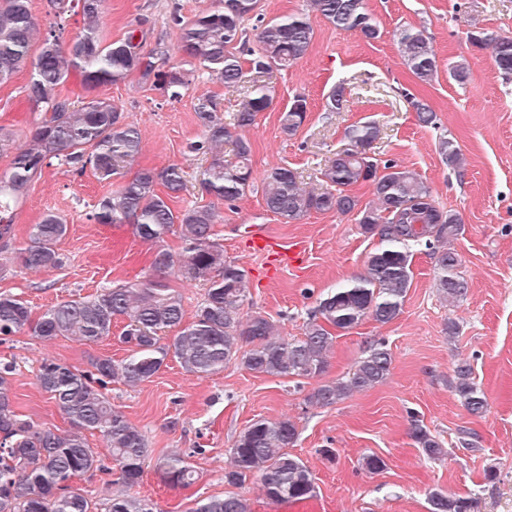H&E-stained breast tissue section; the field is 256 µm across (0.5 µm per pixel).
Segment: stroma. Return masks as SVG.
Returning <instances> with one entry per match:
<instances>
[{"instance_id":"35a3bbf8","label":"stroma","mask_w":512,"mask_h":512,"mask_svg":"<svg viewBox=\"0 0 512 512\" xmlns=\"http://www.w3.org/2000/svg\"><path fill=\"white\" fill-rule=\"evenodd\" d=\"M367 4L379 38L368 40L317 18L307 55L263 76V84L274 92L273 105L243 132L251 143L253 174L285 166L297 171L307 188L320 189L321 169L349 145L347 130L375 122L380 133L368 154L415 171L430 185L438 206L459 216L462 230L451 246L462 258L467 293L456 305L443 301L434 286L430 250L416 248L401 314L387 324L368 319L338 335L326 373L330 380L346 376L366 344L381 340L393 356L389 377L328 408L306 402L315 380L258 375L236 362L199 378L172 361L137 388L110 384L107 396L145 435L151 458L184 454L199 473L195 486L174 490L146 469L131 493L151 502L154 512H189L195 499L231 492L247 499L250 512H429L427 497L433 489L474 498V512H512V76L498 70L489 48L469 41L476 31L512 36V0ZM214 5V0H105L100 32L110 41L132 31L145 34L146 50L171 56L178 43L173 16L189 20ZM407 27L422 30L434 46L439 68L430 83L419 82L403 63L396 35ZM459 63L467 68L461 82L448 74ZM29 74V68H22L0 85V131L16 146L29 139L40 119L26 101ZM342 79L350 87V106L328 111V93ZM103 94L142 132L138 166L177 164L186 171L187 189L174 209L201 202L207 162L186 149L202 134L194 104L200 96H214L229 118L238 91L199 70L176 100L136 74L104 88ZM297 96L307 100V119L288 136L280 117ZM413 97L431 105L434 124H419L409 103ZM443 136L460 147L463 168L449 165L438 153ZM120 183V178L91 170L75 175L60 160H50L15 211L12 250L0 253V294L22 298L38 315L61 300L152 277L149 246L131 225L116 228L90 219L97 201ZM218 210L216 230L224 257L247 272L245 313L270 317L291 338L303 336L321 294L362 273L378 246L353 213L313 212L286 222L267 210L257 186ZM49 212L68 225L57 245L64 263L50 271L23 269L13 252L26 247L30 225ZM254 230L279 244L301 245L302 264L266 277L263 258L246 247ZM453 321L458 329L452 334L448 325ZM122 329V322H115L112 338L91 346L62 338L45 342L28 328L0 343V360L16 363L11 392L17 412L37 427L67 429L38 385L41 359L49 356L83 370L93 356L121 360L127 355L117 340ZM460 359L470 362L473 379L488 398L483 416H471L452 386ZM284 416L298 432L291 453L315 476L316 495L304 504L272 503L254 477L238 486L224 480L240 432L256 420ZM415 420L441 442L444 457L433 460L417 448L409 435ZM328 448L333 451L329 457L324 454ZM372 454L386 463L375 474L362 467L364 457Z\"/></svg>"}]
</instances>
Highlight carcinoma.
I'll use <instances>...</instances> for the list:
<instances>
[{
	"instance_id": "obj_1",
	"label": "carcinoma",
	"mask_w": 512,
	"mask_h": 512,
	"mask_svg": "<svg viewBox=\"0 0 512 512\" xmlns=\"http://www.w3.org/2000/svg\"><path fill=\"white\" fill-rule=\"evenodd\" d=\"M50 3L58 15L73 5L81 11L84 26L67 42L55 35H38L31 0H0V84L30 66L26 97L33 108L42 111L29 141L15 148L9 170L0 175L1 251L14 237L13 209L46 161L56 158L78 175L91 168L108 177L124 174L140 156L139 127L127 121L110 100L100 97L99 88L137 73L178 98L189 85L188 68L197 66L224 86L237 87L250 73L290 67L308 53L315 35L305 13L270 20L258 28V49L244 59L235 52V45L241 42L243 22L255 13L258 0H217L214 10L192 19L174 16L179 27L178 59L171 62L165 55L144 51L132 32L121 40L105 41L98 26L104 0ZM310 9L338 29L358 31L368 40L379 36L366 0H310ZM469 40L490 48L497 68L512 75V36L479 33ZM398 44L409 70L420 81H431L438 65L423 31L401 30ZM73 73L80 76L83 90L77 107L58 93ZM347 103L345 83L340 81L330 91L327 105L332 112H342ZM272 104V91L253 84L235 112L234 127L252 126L257 115ZM411 105L421 125L434 124L435 113L427 102L414 99ZM194 112L202 137L191 142L188 151L207 158L201 187L214 201L176 212L171 203L187 188L184 170L177 164L142 167L118 190L99 199L90 215L98 224L130 223L138 237L156 246L150 257L155 277L58 302L36 321L21 298L0 295V342L30 327L44 341L67 338L91 345L110 337L112 324L120 320L124 326L119 341L129 351L118 362L110 356H96L89 370L54 358L42 361L38 384L69 424L59 432L38 429L16 412L10 380L14 365L0 362V512H98L96 504L72 482L81 475L114 470L125 491L107 499L105 512H153L150 502L128 493L142 480L149 448L143 434L104 393L112 381L136 388L157 375L170 358L200 378L237 361L255 374L317 378L319 383L306 401L329 407L389 376L392 353L385 343L375 341L351 375L322 380L329 366L333 332L349 331L368 318L386 324L402 312L412 279L411 246L432 250L435 286L443 299L455 303L466 295L460 256L448 247L461 231L459 217L436 205L430 186L416 173L364 156L362 149L378 136V128L365 123L348 130L349 147L338 151L322 171V190L302 187L297 173L286 167L265 171L261 185L266 208L288 223L313 211L348 214L359 210L358 223L379 238L381 247L369 256L363 273L319 300L300 339L281 335L274 322L259 312L242 316L246 271L224 259L215 230L220 218L215 202L232 203L252 187L251 145L241 136L233 137L215 98H197ZM306 117L307 101L297 96L282 113V132L296 134ZM229 141L234 148L233 156L227 158L224 143ZM438 149L448 164L462 167L460 150L453 141L440 138ZM366 183L372 187L373 200L362 207L353 189ZM174 230L183 244L178 254L158 246ZM66 232L67 225L53 213L32 225L29 243L20 252L22 267L34 272L60 267L63 257L57 243ZM166 273L207 285L192 321H185L182 296L165 282ZM245 345L249 349L243 352ZM453 388L469 414L480 417L486 412L488 402L473 381L470 363H455ZM88 432L102 437L110 452L109 462L90 448ZM409 432L426 456L446 455L441 443L417 421H412ZM296 439V426L286 417L253 422L231 448L224 481L240 485L255 476L264 495L276 504L314 498L313 472L288 452ZM155 468L173 489L186 490L198 479L194 467L180 454L157 460ZM428 504L430 512H473L474 508L473 499L437 489L429 491ZM192 512H250V508L247 499L232 493L198 500Z\"/></svg>"
}]
</instances>
